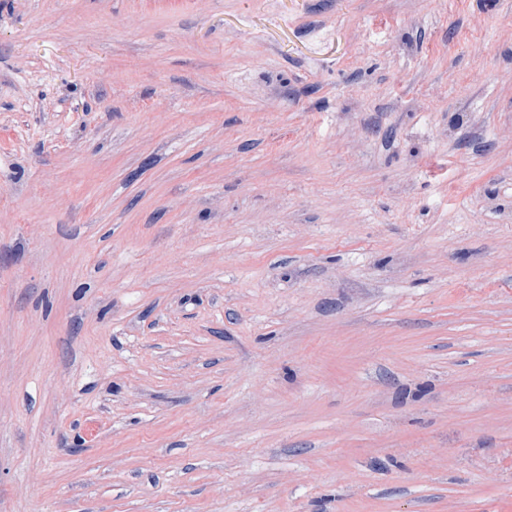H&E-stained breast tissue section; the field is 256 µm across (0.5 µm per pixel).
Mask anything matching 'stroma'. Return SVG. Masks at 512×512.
<instances>
[{
    "instance_id": "stroma-1",
    "label": "stroma",
    "mask_w": 512,
    "mask_h": 512,
    "mask_svg": "<svg viewBox=\"0 0 512 512\" xmlns=\"http://www.w3.org/2000/svg\"><path fill=\"white\" fill-rule=\"evenodd\" d=\"M0 512H512V0H0Z\"/></svg>"
}]
</instances>
